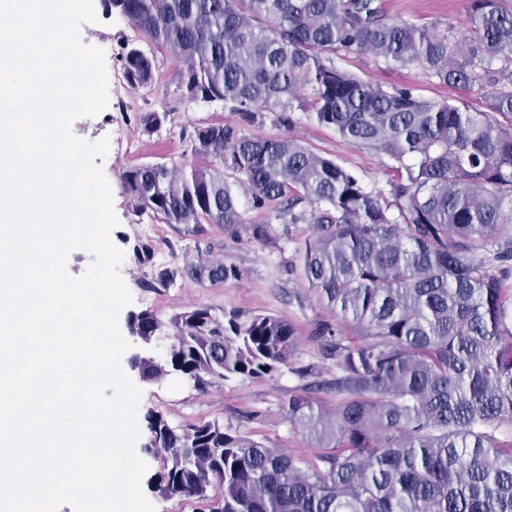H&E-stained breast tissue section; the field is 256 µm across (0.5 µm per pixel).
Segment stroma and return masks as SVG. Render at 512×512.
<instances>
[{"instance_id":"obj_1","label":"stroma","mask_w":512,"mask_h":512,"mask_svg":"<svg viewBox=\"0 0 512 512\" xmlns=\"http://www.w3.org/2000/svg\"><path fill=\"white\" fill-rule=\"evenodd\" d=\"M385 5L392 17L441 30L462 22L467 10V0H385ZM93 7L96 19L83 24L80 35L89 46L111 45L112 57L105 65L108 90L113 93L125 84L120 57L126 47L146 51L150 45L119 12H105L101 0H94ZM336 64L387 89L408 85L417 95L429 100L452 97L473 111L484 107L479 87L465 91L450 89L417 66L395 67L369 54L340 56ZM176 70L174 57L168 52H159L153 85L132 90L127 111H117L109 104L96 115L76 118L71 125L77 138L109 142L102 168L118 219L111 240L124 254L119 273L132 297L119 315L120 332L122 336H129V321L141 312L154 313L165 321L193 305L208 307L221 319L233 312L276 315L293 321L301 329L297 361L323 365L321 352L311 342L309 333L316 322L327 319L328 314L302 281L296 256L299 242L310 232L309 224L271 223L266 212L246 207L242 210L244 226L231 229L208 224L203 233L194 236L185 232L183 225L156 222L150 215L136 212L121 190L119 175L125 168L146 163L171 165L180 161L186 149L182 128L219 117L228 123L235 120L222 104L182 101L177 90ZM153 110L168 111L170 119L158 134L147 140L140 136L135 117ZM297 119L291 134L305 146L335 160L365 187L387 188L393 177L387 156L352 146L333 127L318 124L306 113H298ZM263 222L270 225L268 238L253 239L248 225ZM148 223L153 224L154 230L146 234L142 227ZM144 243L151 244L156 253H166L173 258L186 252L208 250L223 259L225 265L235 267L237 274L219 285L201 284L186 276L169 287L152 288L148 285L150 270L139 263L136 255L137 246ZM140 352L139 345H131L121 359L124 372L142 391L137 413L139 425H146L147 414L153 410L162 412L175 425L218 419L266 447L307 460L316 454L314 441L292 430L281 414L282 401L304 385L303 380L288 370L261 379L232 377L201 392L174 377L163 383L142 381L138 370L130 364L132 356Z\"/></svg>"}]
</instances>
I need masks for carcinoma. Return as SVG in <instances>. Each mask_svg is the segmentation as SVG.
Instances as JSON below:
<instances>
[{
	"mask_svg": "<svg viewBox=\"0 0 512 512\" xmlns=\"http://www.w3.org/2000/svg\"><path fill=\"white\" fill-rule=\"evenodd\" d=\"M153 48L178 62L181 96L220 103L237 123L185 134L178 164L123 170L135 209L165 224L234 228L251 208L281 224H310L296 250L308 290L333 320L310 339L336 375L295 362L300 337L279 316L222 321L192 306L164 322L142 313L137 338L170 339L160 360L135 356L150 381L179 371L204 390L231 376L258 379L285 366L309 387L281 404L289 426L326 452L317 461L278 452L218 420L173 426L148 414L151 480L166 498L221 512H512V11L468 0L467 21L441 32L392 18L383 0H103ZM371 54L418 66L454 89L484 90L485 108L385 90L336 66ZM133 89L155 79V59L123 56ZM308 112L349 144L387 155L388 191L287 134ZM286 130L248 132L267 114ZM168 112H140L152 138ZM232 175L234 182L226 180ZM219 284L237 276L209 253L154 270ZM336 395V405L314 395Z\"/></svg>",
	"mask_w": 512,
	"mask_h": 512,
	"instance_id": "cac0c4a2",
	"label": "carcinoma"
}]
</instances>
